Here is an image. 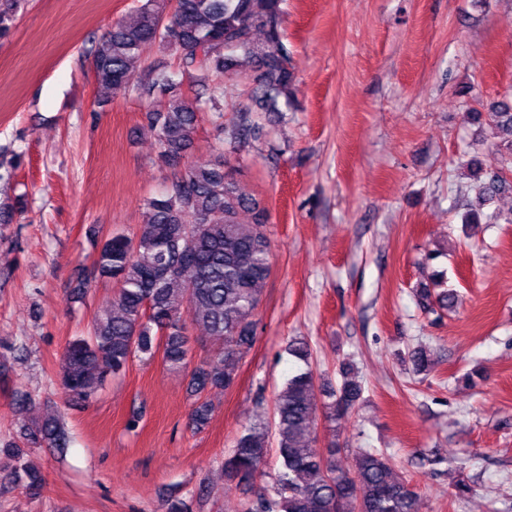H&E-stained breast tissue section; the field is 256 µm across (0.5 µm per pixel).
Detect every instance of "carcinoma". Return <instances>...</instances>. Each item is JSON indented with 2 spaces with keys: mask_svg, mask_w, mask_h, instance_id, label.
Here are the masks:
<instances>
[{
  "mask_svg": "<svg viewBox=\"0 0 512 512\" xmlns=\"http://www.w3.org/2000/svg\"><path fill=\"white\" fill-rule=\"evenodd\" d=\"M24 2L0 0L1 40L15 30ZM282 2L146 0L91 48L99 85L128 86L137 97L153 100L143 122L163 163L182 164L204 112L219 119L221 149L210 160L185 165L168 189L147 198L138 233L130 237L116 232L106 238L97 251L93 276L73 289L82 297L99 280L115 285L112 302L95 313L88 335L71 339L60 358L55 384L69 404L92 401L106 380L123 374L138 354L152 357L160 349L168 369L186 368L190 326L226 340L192 371V392L226 391L236 384L240 363L256 339L272 246L266 232L267 209L241 191L232 160L248 136L260 131L264 113L279 112L280 105L295 102L296 76L284 43ZM157 44L173 52L181 74L203 75L193 98H184L164 71L129 86L135 65ZM243 60L250 64L244 71ZM226 76L244 83L257 109L224 123ZM469 119L477 124L480 136L494 139L503 156L497 170H475L469 185L478 200L490 204L505 191L512 175V96L490 103L486 112L469 113ZM243 212L252 215L251 223L241 221ZM462 223L512 224V212L471 209ZM439 285L438 275L432 284L415 289L420 307L436 312L455 306L456 291H434ZM288 351L305 368L289 377L275 395L272 422L259 417L249 421L224 458V475L230 480L263 477L268 448L276 447L280 468L271 485L255 493L243 512H418L417 492L396 473L388 455L360 449L347 463L343 449L334 443L322 451L313 448L318 419L336 425L362 396L354 365L342 363L339 385H319L309 342L296 338ZM403 362L416 375L434 365L430 351L422 347L410 350ZM212 413L209 401H195L189 426L203 429ZM22 439L29 448L64 452L69 444L64 414L45 413L24 429ZM21 445L12 442L0 450V469L37 490L42 476L22 463Z\"/></svg>",
  "mask_w": 512,
  "mask_h": 512,
  "instance_id": "1",
  "label": "carcinoma"
}]
</instances>
